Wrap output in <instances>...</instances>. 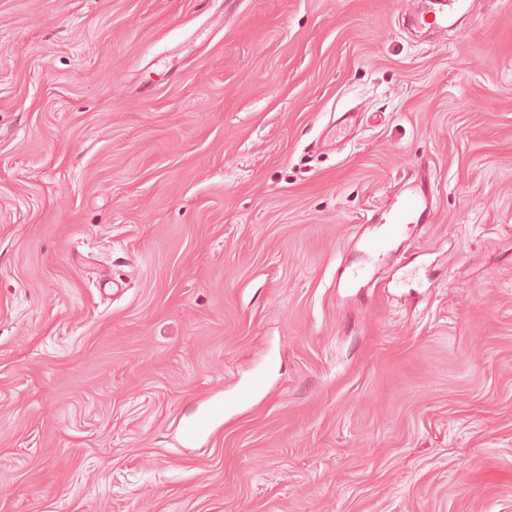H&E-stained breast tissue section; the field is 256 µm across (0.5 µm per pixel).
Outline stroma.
I'll return each mask as SVG.
<instances>
[{"instance_id":"stroma-1","label":"stroma","mask_w":512,"mask_h":512,"mask_svg":"<svg viewBox=\"0 0 512 512\" xmlns=\"http://www.w3.org/2000/svg\"><path fill=\"white\" fill-rule=\"evenodd\" d=\"M420 2L0 0V512H512V0ZM468 0H436L425 5L416 16V23L435 31L448 30V18L467 9ZM431 214L432 197L425 178L406 181L391 201L363 226V232L356 240L361 263L344 270L345 284L359 288V292L363 288H377L371 269L394 256L398 243L411 227L426 222Z\"/></svg>"}]
</instances>
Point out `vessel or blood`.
I'll return each mask as SVG.
<instances>
[{
    "label": "vessel or blood",
    "instance_id": "1",
    "mask_svg": "<svg viewBox=\"0 0 512 512\" xmlns=\"http://www.w3.org/2000/svg\"><path fill=\"white\" fill-rule=\"evenodd\" d=\"M468 0H432L416 17L418 25L435 31L448 28L450 17L466 10ZM432 214V197L425 178L405 182L400 191L368 220L357 243L359 265L345 269L343 280L351 288H372L376 280L373 268L388 261L398 251V244L411 227L426 222Z\"/></svg>",
    "mask_w": 512,
    "mask_h": 512
}]
</instances>
